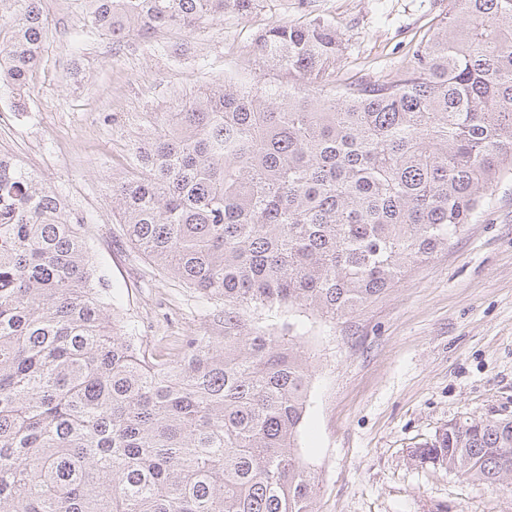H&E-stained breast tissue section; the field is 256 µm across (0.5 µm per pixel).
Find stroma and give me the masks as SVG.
Here are the masks:
<instances>
[{
    "label": "stroma",
    "instance_id": "obj_1",
    "mask_svg": "<svg viewBox=\"0 0 512 512\" xmlns=\"http://www.w3.org/2000/svg\"><path fill=\"white\" fill-rule=\"evenodd\" d=\"M448 0H260L188 34L123 41L84 29V0H54L26 94L0 111L13 155L87 217L88 244L149 347L214 331L198 294L124 236L112 184L134 163L154 116L206 86L264 71L254 46L275 24L319 19L342 39L333 81L369 82L405 67ZM310 355L302 458L318 476L316 512H512V487L461 477L411 453L449 423L512 419V177L447 249L348 320L305 316Z\"/></svg>",
    "mask_w": 512,
    "mask_h": 512
}]
</instances>
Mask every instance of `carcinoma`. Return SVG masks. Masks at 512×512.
<instances>
[{"instance_id": "1", "label": "carcinoma", "mask_w": 512, "mask_h": 512, "mask_svg": "<svg viewBox=\"0 0 512 512\" xmlns=\"http://www.w3.org/2000/svg\"><path fill=\"white\" fill-rule=\"evenodd\" d=\"M257 2L86 0L83 25L191 33ZM47 31L42 0H0L18 97ZM257 51L288 82L160 113L113 187L131 244L224 303L222 332L174 359L142 346L80 212L0 152V512H315L301 314H357L512 176V0H448L411 67L369 83H330L342 39L321 20ZM413 455L512 482V420L450 423Z\"/></svg>"}]
</instances>
